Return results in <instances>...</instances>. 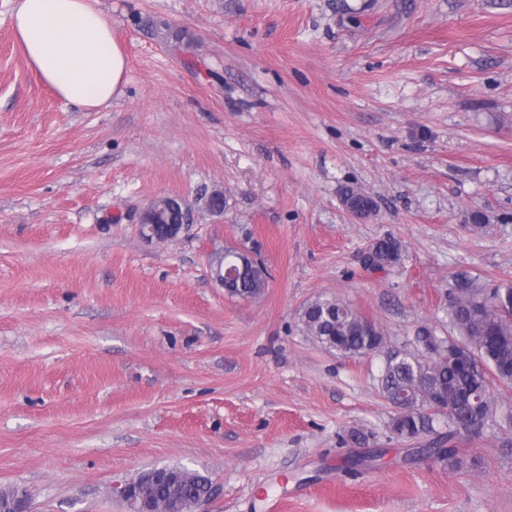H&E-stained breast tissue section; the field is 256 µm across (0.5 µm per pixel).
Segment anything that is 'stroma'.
I'll return each instance as SVG.
<instances>
[{
    "label": "stroma",
    "instance_id": "1",
    "mask_svg": "<svg viewBox=\"0 0 512 512\" xmlns=\"http://www.w3.org/2000/svg\"><path fill=\"white\" fill-rule=\"evenodd\" d=\"M94 5L128 70L86 109L0 0V489L129 512L118 486L181 465L220 486L196 512H512V385L454 467L392 433L383 353L301 322L335 298L414 352L450 333L459 284L512 285V0ZM166 197L192 220L147 241ZM385 237L400 258L372 268ZM241 246L270 273L252 298L211 267Z\"/></svg>",
    "mask_w": 512,
    "mask_h": 512
}]
</instances>
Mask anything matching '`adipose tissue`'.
Wrapping results in <instances>:
<instances>
[{
  "label": "adipose tissue",
  "instance_id": "ef3b65f1",
  "mask_svg": "<svg viewBox=\"0 0 512 512\" xmlns=\"http://www.w3.org/2000/svg\"><path fill=\"white\" fill-rule=\"evenodd\" d=\"M11 19L30 65L61 98L97 109L119 94L126 60L92 0H16Z\"/></svg>",
  "mask_w": 512,
  "mask_h": 512
}]
</instances>
